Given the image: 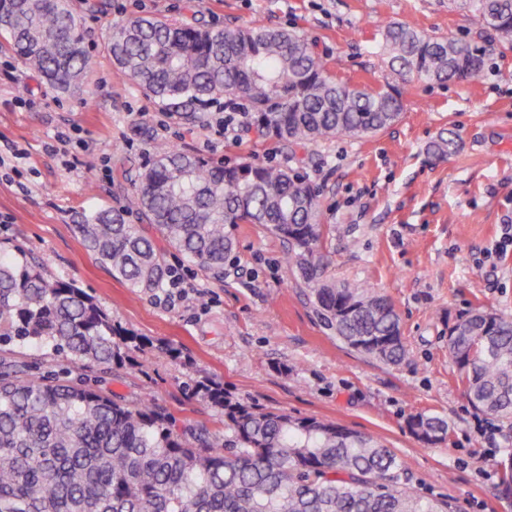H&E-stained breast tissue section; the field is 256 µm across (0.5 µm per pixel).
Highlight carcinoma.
<instances>
[{
	"label": "carcinoma",
	"instance_id": "carcinoma-1",
	"mask_svg": "<svg viewBox=\"0 0 512 512\" xmlns=\"http://www.w3.org/2000/svg\"><path fill=\"white\" fill-rule=\"evenodd\" d=\"M466 7L482 31L512 46V0ZM378 32L400 84L337 79L316 42L261 23L214 29L129 19L113 27L110 53L146 96L177 109L243 100L251 129L290 148L375 135L399 120L411 83L473 79L483 68L485 50L471 41L394 22ZM0 36L62 92L87 85L92 61L69 0H0ZM133 204L218 280L234 249L231 229L265 225L288 244V261L336 337L386 365L406 359L392 301L327 275L319 191L294 169L216 167L159 145ZM77 229L112 276L140 290L165 286L163 251L121 211L96 212ZM14 341L50 345L77 368L121 367L150 344L112 325L76 284L0 253V345ZM448 357L470 406L512 427V318L473 310L449 327ZM195 391L224 413V437L178 428L155 401L129 404L1 359L0 512H456L447 498L420 495L391 449L363 432L235 400L208 379ZM407 426L428 445L449 437L437 415H412Z\"/></svg>",
	"mask_w": 512,
	"mask_h": 512
}]
</instances>
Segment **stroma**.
<instances>
[{
    "label": "stroma",
    "mask_w": 512,
    "mask_h": 512,
    "mask_svg": "<svg viewBox=\"0 0 512 512\" xmlns=\"http://www.w3.org/2000/svg\"><path fill=\"white\" fill-rule=\"evenodd\" d=\"M94 70L85 94L67 95L0 51V250L41 264L47 274L93 296L119 327L150 346L119 372L69 368L50 347L0 350L18 369H68L70 377L128 403L156 400L179 423L224 432V416L194 394L196 380L222 384L235 399L295 416L332 420L367 433L396 453L428 497L457 512H512L501 492L512 433L495 439L474 428L476 415L455 381L448 329L480 306L512 317V47L488 48L479 77L416 82L399 121L379 134L333 138L310 152L239 129L220 135V102L197 119L161 107L112 61L113 26L140 16L209 27L298 30L315 39L337 78L370 86L390 75L375 25L405 22L459 37L475 27L453 0H71ZM26 106H18V98ZM75 140L73 168L48 151L56 136ZM454 139L439 157L432 145ZM192 150L216 166L245 161L299 169L321 194L328 272L394 303L408 349L387 366L349 349L313 312L286 245L265 227L240 224L223 279L207 276L174 249L181 288L150 292L113 277L84 248L76 226L100 209L140 222L131 200L156 144ZM182 352L172 361L162 348ZM445 417L447 442L410 433L411 415Z\"/></svg>",
    "instance_id": "35a3bbf8"
}]
</instances>
